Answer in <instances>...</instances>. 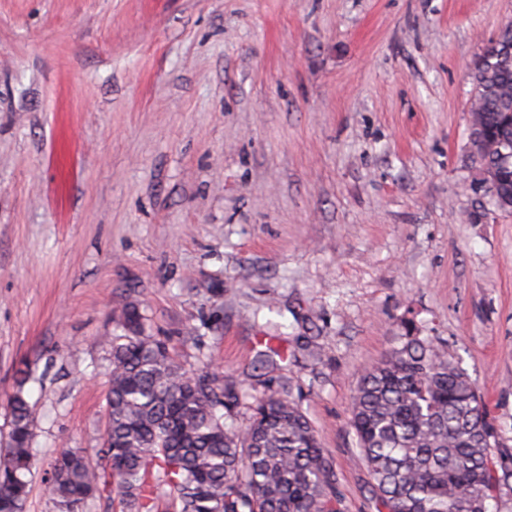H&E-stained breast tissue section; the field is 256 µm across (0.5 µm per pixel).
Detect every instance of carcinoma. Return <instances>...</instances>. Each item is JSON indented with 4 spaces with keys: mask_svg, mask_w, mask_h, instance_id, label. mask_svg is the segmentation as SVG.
Returning <instances> with one entry per match:
<instances>
[{
    "mask_svg": "<svg viewBox=\"0 0 512 512\" xmlns=\"http://www.w3.org/2000/svg\"><path fill=\"white\" fill-rule=\"evenodd\" d=\"M512 24L492 66L472 73L470 135L480 166L512 157ZM508 177L489 184L493 204L512 199ZM109 421L103 446L62 452L48 491L60 512H82L112 488L125 512H343L336 470L309 418L285 393L247 402L235 384L177 363L144 333L135 306L113 313ZM249 424L227 423L241 406ZM0 449V512H23L33 466L34 414L22 389L8 401ZM488 409L447 346L406 336L364 371L351 428L372 479L378 512H488L494 491H512V448L485 438Z\"/></svg>",
    "mask_w": 512,
    "mask_h": 512,
    "instance_id": "obj_1",
    "label": "carcinoma"
}]
</instances>
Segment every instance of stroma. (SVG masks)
<instances>
[{
  "label": "stroma",
  "mask_w": 512,
  "mask_h": 512,
  "mask_svg": "<svg viewBox=\"0 0 512 512\" xmlns=\"http://www.w3.org/2000/svg\"><path fill=\"white\" fill-rule=\"evenodd\" d=\"M512 0H0V439L101 447L112 314L183 367L289 392L345 512H377L363 371L446 342L512 447V213L470 67ZM279 355L261 367L269 349Z\"/></svg>",
  "instance_id": "1"
}]
</instances>
